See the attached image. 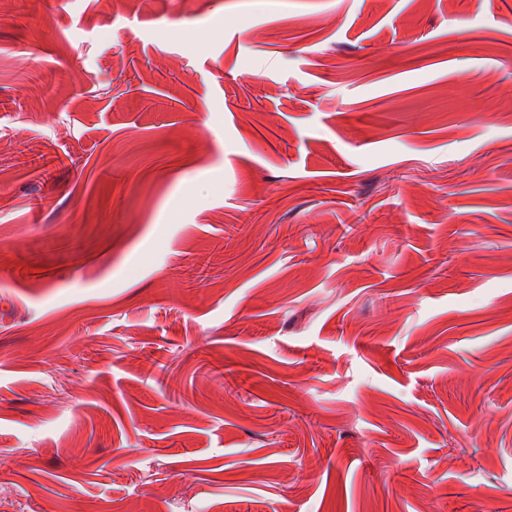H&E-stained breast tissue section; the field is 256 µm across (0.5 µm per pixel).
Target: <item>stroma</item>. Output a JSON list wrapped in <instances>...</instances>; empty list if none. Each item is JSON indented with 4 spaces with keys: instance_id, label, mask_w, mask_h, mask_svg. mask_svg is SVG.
<instances>
[{
    "instance_id": "35a3bbf8",
    "label": "stroma",
    "mask_w": 512,
    "mask_h": 512,
    "mask_svg": "<svg viewBox=\"0 0 512 512\" xmlns=\"http://www.w3.org/2000/svg\"><path fill=\"white\" fill-rule=\"evenodd\" d=\"M512 0H0V512H512Z\"/></svg>"
}]
</instances>
